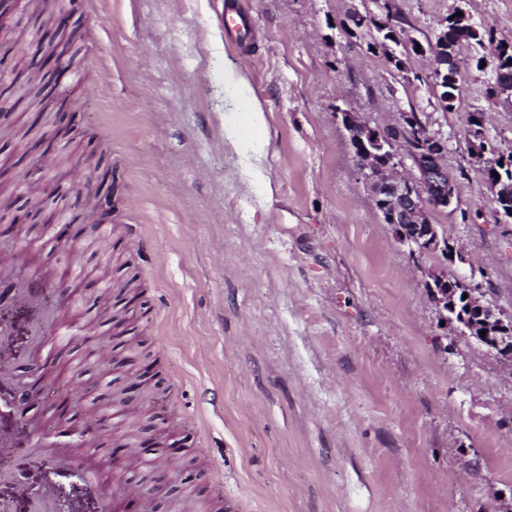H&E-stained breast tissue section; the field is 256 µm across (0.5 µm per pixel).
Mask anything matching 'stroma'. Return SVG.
Returning a JSON list of instances; mask_svg holds the SVG:
<instances>
[{"mask_svg":"<svg viewBox=\"0 0 512 512\" xmlns=\"http://www.w3.org/2000/svg\"><path fill=\"white\" fill-rule=\"evenodd\" d=\"M235 2L255 21L245 44L224 32V0H68L82 63L45 92L73 104L71 141L44 169L72 182L105 151L112 260L88 236L70 260L51 227L0 238V362L16 389L37 368L58 377L0 417L14 440L0 507L33 512L52 485L68 512H95L112 484L83 475L111 472L128 420L112 413L90 446L57 433L55 406L80 427L114 389L163 421L124 448L119 472L136 488L143 465H168L174 482L149 512H512V361L460 335L428 288L433 272L473 278L512 317V223L498 222L464 134L478 109L489 140L512 148V104L488 99L477 65L493 44L459 49L448 111L426 82L430 56L400 70L375 50L374 0ZM460 4L512 45V0H394L400 39L428 47ZM44 6L15 0L13 54L33 56ZM356 12L370 23L355 27ZM230 69L265 117L238 150L224 138L242 116ZM346 111L379 127L412 112L447 137L458 203L430 220L466 263L397 240L357 171ZM73 262L87 286L58 290ZM134 274L142 297L101 302V285ZM64 313L80 340H59Z\"/></svg>","mask_w":512,"mask_h":512,"instance_id":"1","label":"stroma"}]
</instances>
